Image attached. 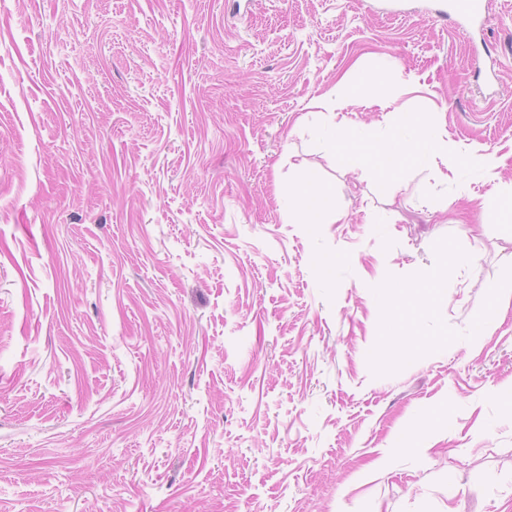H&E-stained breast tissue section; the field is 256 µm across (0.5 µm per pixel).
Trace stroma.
Wrapping results in <instances>:
<instances>
[{
    "mask_svg": "<svg viewBox=\"0 0 512 512\" xmlns=\"http://www.w3.org/2000/svg\"><path fill=\"white\" fill-rule=\"evenodd\" d=\"M446 3L0 0V512H512V0ZM419 113L498 179L323 145ZM382 75L378 72L372 71L366 76V80L355 97L344 96L340 98L339 102L342 106H348L353 104L355 99L365 100L369 106H377L381 109H385L391 103L388 98L378 96L376 90L382 85ZM288 212L293 214L298 220L295 224H323L321 220L311 215V206L307 198L299 193L289 194L288 196Z\"/></svg>",
    "mask_w": 512,
    "mask_h": 512,
    "instance_id": "stroma-1",
    "label": "stroma"
}]
</instances>
